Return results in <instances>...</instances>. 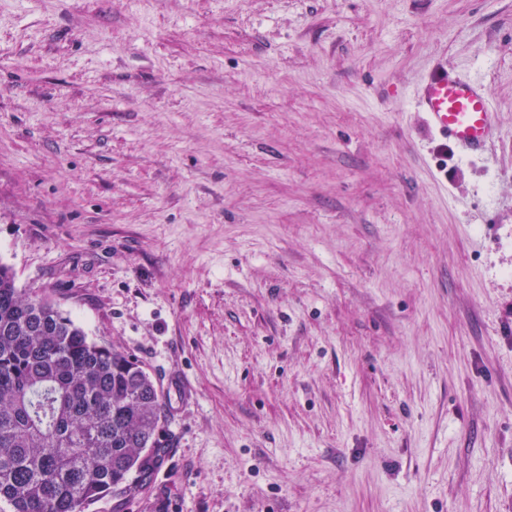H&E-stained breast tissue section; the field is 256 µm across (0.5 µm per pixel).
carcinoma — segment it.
Returning a JSON list of instances; mask_svg holds the SVG:
<instances>
[{
  "mask_svg": "<svg viewBox=\"0 0 512 512\" xmlns=\"http://www.w3.org/2000/svg\"><path fill=\"white\" fill-rule=\"evenodd\" d=\"M163 400L129 354L98 342L0 261V500L85 512L148 484Z\"/></svg>",
  "mask_w": 512,
  "mask_h": 512,
  "instance_id": "carcinoma-1",
  "label": "carcinoma"
}]
</instances>
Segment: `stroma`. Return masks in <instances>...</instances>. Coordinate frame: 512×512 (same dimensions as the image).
I'll return each mask as SVG.
<instances>
[{
  "label": "stroma",
  "instance_id": "1",
  "mask_svg": "<svg viewBox=\"0 0 512 512\" xmlns=\"http://www.w3.org/2000/svg\"><path fill=\"white\" fill-rule=\"evenodd\" d=\"M0 261L162 392L87 512H512V0H0ZM417 105L447 144L479 154L497 137L495 112L482 82L435 65L417 90Z\"/></svg>",
  "mask_w": 512,
  "mask_h": 512
}]
</instances>
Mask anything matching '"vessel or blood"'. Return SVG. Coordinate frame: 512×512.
<instances>
[{"mask_svg":"<svg viewBox=\"0 0 512 512\" xmlns=\"http://www.w3.org/2000/svg\"><path fill=\"white\" fill-rule=\"evenodd\" d=\"M417 105L447 144L479 154L497 136L496 116L482 82L433 66L417 90Z\"/></svg>","mask_w":512,"mask_h":512,"instance_id":"vessel-or-blood-1","label":"vessel or blood"}]
</instances>
